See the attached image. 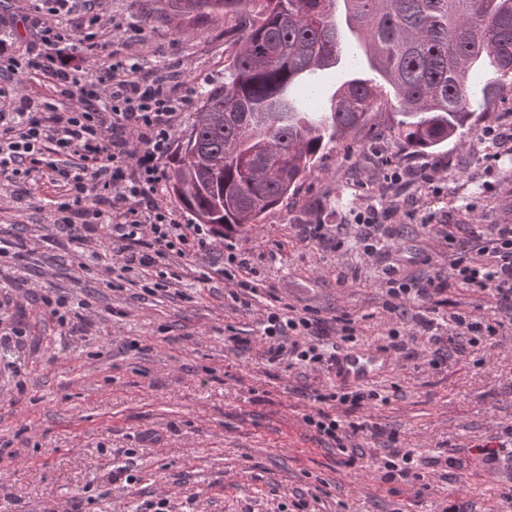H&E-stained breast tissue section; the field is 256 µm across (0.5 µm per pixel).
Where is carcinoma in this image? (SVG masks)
Wrapping results in <instances>:
<instances>
[{
    "mask_svg": "<svg viewBox=\"0 0 512 512\" xmlns=\"http://www.w3.org/2000/svg\"><path fill=\"white\" fill-rule=\"evenodd\" d=\"M361 38L374 78L356 77L318 112L298 105L319 72L344 51L336 4ZM188 10L234 19L224 81L200 96L190 133L203 153L224 156L219 170L187 174L177 154L171 190L197 217L215 224H254L313 170L321 151L361 129L384 95L399 119L394 139L432 152L464 134L476 112H490L512 88V0H184ZM491 77L476 97L469 84L481 63ZM224 107V126L204 112Z\"/></svg>",
    "mask_w": 512,
    "mask_h": 512,
    "instance_id": "obj_1",
    "label": "carcinoma"
}]
</instances>
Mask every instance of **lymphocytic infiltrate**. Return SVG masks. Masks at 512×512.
Listing matches in <instances>:
<instances>
[{"instance_id":"lymphocytic-infiltrate-1","label":"lymphocytic infiltrate","mask_w":512,"mask_h":512,"mask_svg":"<svg viewBox=\"0 0 512 512\" xmlns=\"http://www.w3.org/2000/svg\"><path fill=\"white\" fill-rule=\"evenodd\" d=\"M79 0H41L24 21L33 41L18 51L6 21L0 17V184L10 187L14 201H24L27 183L47 180L57 190L53 202L60 229L101 227L110 252L126 264L155 267L172 258L209 251L202 229L181 223L164 196L175 126L189 106L193 88H178L161 77L143 75L129 56L112 55L97 70L83 62L95 49L90 30L98 16H87L80 38H73L58 17L71 14ZM43 76L56 89L57 102L19 97L14 92L27 76ZM79 109H68L69 101ZM84 222L75 226L72 213ZM447 276L395 277L386 270L390 300L427 298L457 282L488 294L512 308V224L491 225L487 235L456 247L448 259ZM311 312L272 310L262 320L261 338L269 362L298 361L324 366L326 355ZM504 324L452 314L446 334H431L430 360L444 362L448 346L477 345L499 335ZM373 391L340 387L319 394L320 409L304 421L322 437L344 448L359 425L345 427L325 409L326 403L360 406Z\"/></svg>"}]
</instances>
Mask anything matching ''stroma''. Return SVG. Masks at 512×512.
Here are the masks:
<instances>
[{"label": "stroma", "instance_id": "stroma-1", "mask_svg": "<svg viewBox=\"0 0 512 512\" xmlns=\"http://www.w3.org/2000/svg\"><path fill=\"white\" fill-rule=\"evenodd\" d=\"M177 0H93L105 28L99 56L136 57L145 75L195 90L224 78L223 14L191 16ZM360 39L318 83L329 103L338 85L369 75ZM388 108L364 129L329 144L258 223L212 235L209 252L157 267L113 268L102 232L76 240L54 223L56 189L32 183L23 202L0 195V334L23 329L0 349L14 372L0 374V512H141L166 497L174 512H512V460L489 469L477 446L512 435V329L446 364H428L421 320L445 328L449 314L507 319L504 305L456 282L411 302L404 320L386 309L382 271L448 269V237L470 241L512 220V152L492 161L478 150L483 130L512 126V92L472 128L432 153L389 135ZM416 179L385 188L382 162ZM377 211L390 235L364 257L357 215ZM304 224H344L350 246L305 239ZM249 256L254 290L223 276L228 254ZM64 299L59 325L42 296ZM313 311L337 351L376 349L400 325L414 356L391 353L367 381L377 399L344 413L381 429L354 438L346 464L335 443L307 426L316 392L341 382L325 369L272 364L260 343L272 307ZM349 316L355 342L336 336ZM411 448L420 481H382L388 437ZM457 449L458 462L438 458ZM305 510H297L298 502Z\"/></svg>", "mask_w": 512, "mask_h": 512}]
</instances>
